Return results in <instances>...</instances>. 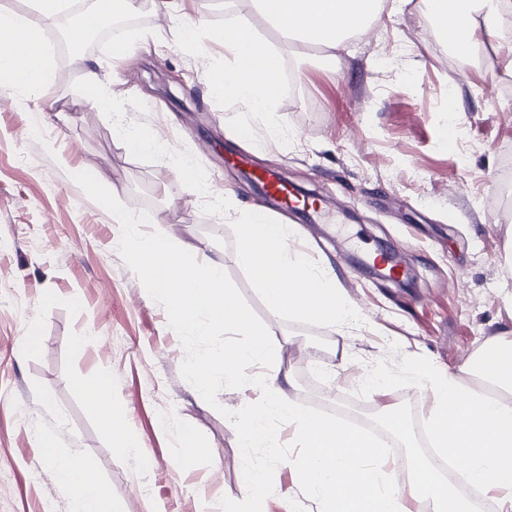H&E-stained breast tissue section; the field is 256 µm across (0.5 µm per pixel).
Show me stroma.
I'll return each instance as SVG.
<instances>
[{
  "mask_svg": "<svg viewBox=\"0 0 512 512\" xmlns=\"http://www.w3.org/2000/svg\"><path fill=\"white\" fill-rule=\"evenodd\" d=\"M193 15L201 33L189 47L180 19L148 11L122 32L133 48L123 62L105 44L71 53L50 25L52 82L33 92L0 85V512H71L42 433L93 468L117 512H221V497H244L237 434L220 410L257 402L260 389H222L216 408L197 395L164 307L118 252L120 226L75 173L109 177L129 209L154 213L155 230L223 263L266 325L274 367L291 375L302 410L348 423L352 412L395 406L405 419L400 462L424 453L417 428L429 426L433 398L420 367L457 370L488 337L512 336V221L495 204L512 157V76L491 80L480 58L450 51L408 4L350 38L332 66L320 46L276 43L299 90L275 92L268 112L250 118L214 94L228 61L209 36L271 27L249 0H195ZM91 63L108 109L86 100ZM452 97L465 111L456 125ZM138 127L156 131L168 154L129 152L123 133ZM272 127L287 138L270 137ZM242 154L316 198L317 211L280 212L240 176ZM182 161L207 190H189L175 172ZM255 207L290 226L292 251L332 270L356 321L333 328L269 312L237 256ZM389 247L415 274L407 287L360 265ZM32 322L40 343L26 353ZM103 374L141 457L115 445L84 398ZM190 432L201 443L192 456ZM273 486L264 512H318L292 462L276 467Z\"/></svg>",
  "mask_w": 512,
  "mask_h": 512,
  "instance_id": "obj_1",
  "label": "stroma"
}]
</instances>
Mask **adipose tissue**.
<instances>
[{"label":"adipose tissue","mask_w":512,"mask_h":512,"mask_svg":"<svg viewBox=\"0 0 512 512\" xmlns=\"http://www.w3.org/2000/svg\"><path fill=\"white\" fill-rule=\"evenodd\" d=\"M286 44L297 49L309 45L325 48L328 58L347 38L360 34L382 18L387 0H252ZM68 0H34L30 16L0 11V85L33 91L50 82L52 70L43 26L67 8ZM418 12L432 20L443 40L457 50L497 44L501 26L512 19V0H418ZM224 51L234 57L232 72L212 82L214 92L242 105L253 116L268 108L273 93L272 73L281 70L280 54L270 51L249 28L224 34ZM291 231L271 223L260 210L249 213L239 226L238 257L262 291L268 308L336 326L356 319L336 280L299 255L291 253ZM487 351L496 353L499 365L487 380L497 393L490 396L462 383V375L476 372L466 363L461 373L426 366L435 399L433 431L439 447L448 449L469 481L483 492L499 495L501 512H512V339L490 337ZM112 386L103 375L85 388L106 432L119 448L139 455L138 446L123 432L121 413L108 394ZM288 373L269 376L270 399L255 409L244 425L245 447L273 450L266 427L275 416L296 426L306 448L302 482L321 512H410L409 499H425L431 512H472L469 502L454 486L440 478L422 459L411 465L410 481H400L396 469H383L381 453L372 437L344 426H328L293 403ZM44 457L53 464L71 492L72 512H112V497L91 470L62 456L55 440L41 436ZM356 485L347 487L343 474Z\"/></svg>","instance_id":"obj_1"}]
</instances>
